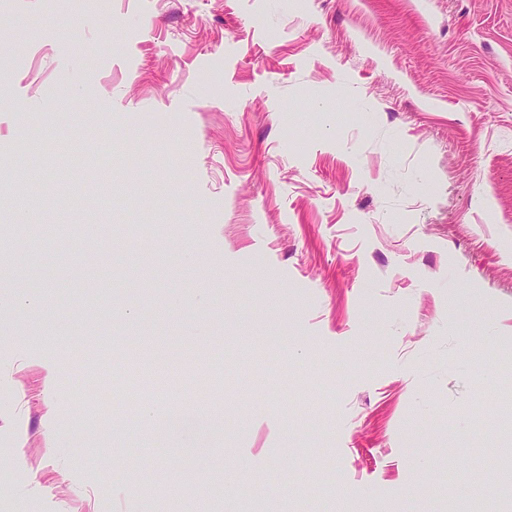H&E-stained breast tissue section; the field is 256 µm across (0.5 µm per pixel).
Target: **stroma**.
<instances>
[{"label":"stroma","mask_w":512,"mask_h":512,"mask_svg":"<svg viewBox=\"0 0 512 512\" xmlns=\"http://www.w3.org/2000/svg\"><path fill=\"white\" fill-rule=\"evenodd\" d=\"M1 70L0 512L512 503V0H0ZM45 307L43 299L36 294H18L11 299L2 300L0 297L1 313L18 314L20 318H28L33 312ZM140 418L143 423L148 425L154 424L158 427L170 426L175 423L177 419V417L166 408L153 404H144L141 407Z\"/></svg>","instance_id":"1"}]
</instances>
